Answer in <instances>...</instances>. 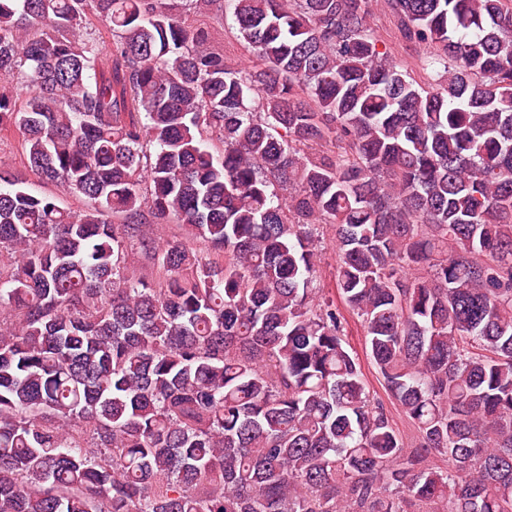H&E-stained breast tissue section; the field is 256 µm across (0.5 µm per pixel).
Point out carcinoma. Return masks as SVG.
<instances>
[{"label": "carcinoma", "mask_w": 512, "mask_h": 512, "mask_svg": "<svg viewBox=\"0 0 512 512\" xmlns=\"http://www.w3.org/2000/svg\"><path fill=\"white\" fill-rule=\"evenodd\" d=\"M193 2L258 71L178 0H0V130L91 204L0 173V512H512V0H389L426 87L370 0ZM318 223L408 442L311 288ZM371 31L378 40L379 50L389 61L401 66L420 85L434 78V71L427 66V59L435 53L428 42L405 38L399 30L398 19L387 0H371ZM212 40L207 45L209 49L224 52V59L236 68L250 71L255 66V60L247 51L245 44L239 39L236 24L230 13L223 22L214 21L211 24Z\"/></svg>", "instance_id": "carcinoma-1"}]
</instances>
